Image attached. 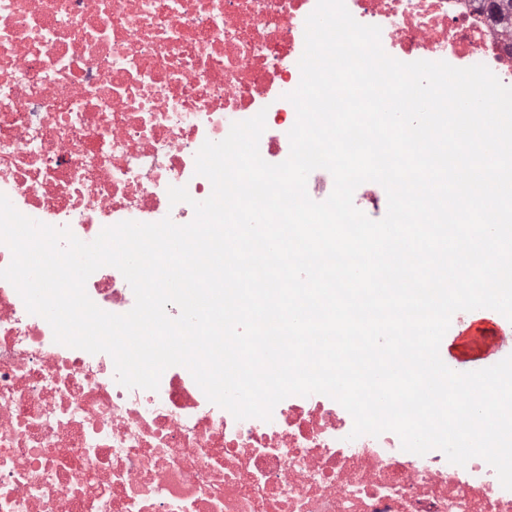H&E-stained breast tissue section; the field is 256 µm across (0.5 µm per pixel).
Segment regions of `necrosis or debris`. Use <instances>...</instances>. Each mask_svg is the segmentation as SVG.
<instances>
[{"label": "necrosis or debris", "instance_id": "obj_1", "mask_svg": "<svg viewBox=\"0 0 512 512\" xmlns=\"http://www.w3.org/2000/svg\"><path fill=\"white\" fill-rule=\"evenodd\" d=\"M316 2L0 0V193L84 242L125 220L189 223L212 192L195 172L205 141L262 111L261 157L287 159L284 96ZM345 4L400 61L482 64L512 86V33L471 0ZM172 186L190 202L170 203ZM86 292L114 314L135 303L112 266ZM352 428L323 394L236 419L182 366L126 388L110 355L55 342L0 280V512H512L482 458Z\"/></svg>", "mask_w": 512, "mask_h": 512}]
</instances>
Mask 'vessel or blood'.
Returning a JSON list of instances; mask_svg holds the SVG:
<instances>
[{
	"label": "vessel or blood",
	"instance_id": "obj_1",
	"mask_svg": "<svg viewBox=\"0 0 512 512\" xmlns=\"http://www.w3.org/2000/svg\"><path fill=\"white\" fill-rule=\"evenodd\" d=\"M512 347V321L500 314L480 313L451 336L448 351L462 363L478 362Z\"/></svg>",
	"mask_w": 512,
	"mask_h": 512
}]
</instances>
